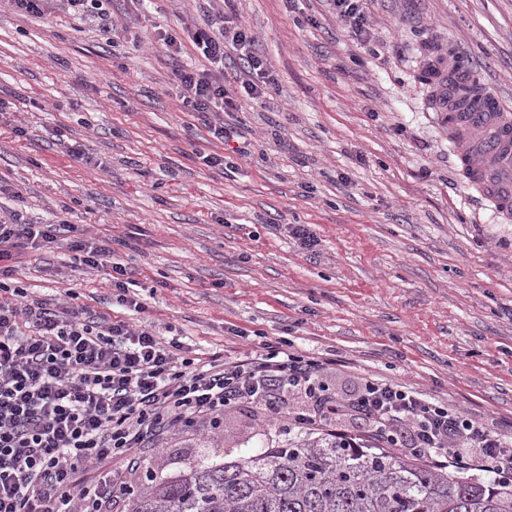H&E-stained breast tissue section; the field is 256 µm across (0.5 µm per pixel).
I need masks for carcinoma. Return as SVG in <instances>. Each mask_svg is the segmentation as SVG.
I'll use <instances>...</instances> for the list:
<instances>
[{
  "label": "carcinoma",
  "mask_w": 512,
  "mask_h": 512,
  "mask_svg": "<svg viewBox=\"0 0 512 512\" xmlns=\"http://www.w3.org/2000/svg\"><path fill=\"white\" fill-rule=\"evenodd\" d=\"M150 482L133 494L131 512H512V484L323 433Z\"/></svg>",
  "instance_id": "cac0c4a2"
}]
</instances>
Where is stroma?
<instances>
[{
  "mask_svg": "<svg viewBox=\"0 0 512 512\" xmlns=\"http://www.w3.org/2000/svg\"><path fill=\"white\" fill-rule=\"evenodd\" d=\"M375 38L357 46L327 0H108L111 26L61 7L22 14L0 0V208L106 240L144 309L112 300L103 272L67 248L23 250L9 284L52 305L178 340L188 356L266 347L326 359L339 398L375 377L512 436V219L467 185L431 109L429 66L456 56L512 111V0H367ZM236 18L276 84L212 138L180 107L177 70L202 65L195 27ZM182 39L165 54L162 33ZM23 135H16L15 127ZM82 145L97 167L74 162ZM230 157L227 170L201 154ZM305 224L306 252L288 236ZM259 403L218 427L173 430L88 483L133 490L302 437Z\"/></svg>",
  "mask_w": 512,
  "mask_h": 512,
  "instance_id": "stroma-1",
  "label": "stroma"
}]
</instances>
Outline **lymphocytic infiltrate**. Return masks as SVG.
Here are the masks:
<instances>
[{
    "instance_id": "lymphocytic-infiltrate-1",
    "label": "lymphocytic infiltrate",
    "mask_w": 512,
    "mask_h": 512,
    "mask_svg": "<svg viewBox=\"0 0 512 512\" xmlns=\"http://www.w3.org/2000/svg\"><path fill=\"white\" fill-rule=\"evenodd\" d=\"M192 42L206 64L178 72L181 108L214 138L233 139L224 115L235 111L237 94L261 101L271 87L254 38L239 23L196 29ZM232 57L248 76L238 88L224 80ZM61 242L92 268L111 254L68 220L36 224L0 211V512H100L104 489L83 481L87 466L121 461L135 469L134 450L159 434L215 422L242 403L274 409L294 392L314 411L289 416V425L313 430L354 413L372 425L379 447L512 482V440L406 386L369 378L355 397L339 400L320 381L318 357L274 349L187 358L181 343L162 342L152 329L55 310L9 287L15 252Z\"/></svg>"
}]
</instances>
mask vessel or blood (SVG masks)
<instances>
[{"label": "vessel or blood", "instance_id": "1", "mask_svg": "<svg viewBox=\"0 0 512 512\" xmlns=\"http://www.w3.org/2000/svg\"><path fill=\"white\" fill-rule=\"evenodd\" d=\"M476 111L468 127L451 124L445 103L435 109L448 121V136L456 144V163L467 184L481 190L498 214L512 216V112L500 98L478 85Z\"/></svg>", "mask_w": 512, "mask_h": 512}]
</instances>
